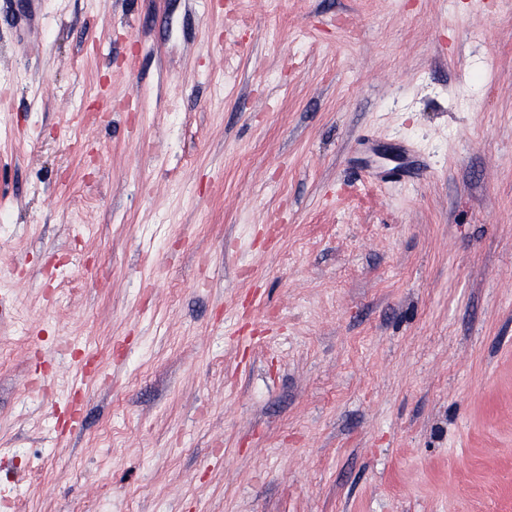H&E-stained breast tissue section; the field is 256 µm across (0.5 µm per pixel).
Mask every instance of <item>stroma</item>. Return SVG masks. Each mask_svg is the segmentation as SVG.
<instances>
[{"label":"stroma","mask_w":512,"mask_h":512,"mask_svg":"<svg viewBox=\"0 0 512 512\" xmlns=\"http://www.w3.org/2000/svg\"><path fill=\"white\" fill-rule=\"evenodd\" d=\"M22 2L0 512H512V0Z\"/></svg>","instance_id":"1"}]
</instances>
